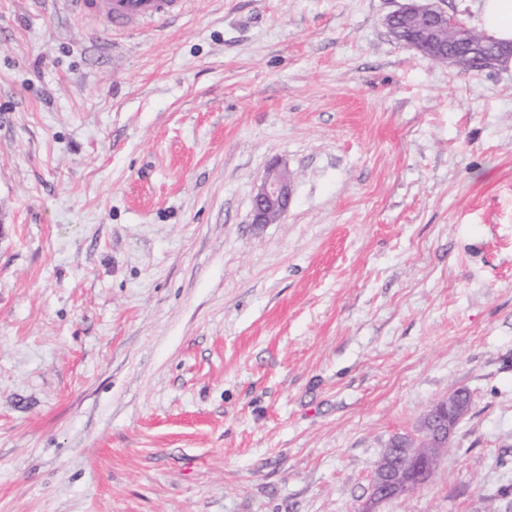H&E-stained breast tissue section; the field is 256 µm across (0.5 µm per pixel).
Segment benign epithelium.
Masks as SVG:
<instances>
[{
	"label": "benign epithelium",
	"instance_id": "7a95c632",
	"mask_svg": "<svg viewBox=\"0 0 512 512\" xmlns=\"http://www.w3.org/2000/svg\"><path fill=\"white\" fill-rule=\"evenodd\" d=\"M396 19L412 26L414 37L409 47L426 57L460 66L463 57L459 49L465 48L472 53L470 63L477 70L498 61L496 57L478 54V44L487 40L485 35L469 29L458 17L440 8L412 0L388 17L387 26H392ZM292 191L293 179L288 169L279 163L271 164L253 195L251 223L272 224L282 219L288 212ZM470 407L469 394L456 389L429 406L423 427L417 432L392 438L386 454L375 465L370 494L361 512H376L381 503L400 496L412 484L413 470L428 474L430 463L439 457L431 449L450 447L456 427Z\"/></svg>",
	"mask_w": 512,
	"mask_h": 512
}]
</instances>
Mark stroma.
<instances>
[{
    "label": "stroma",
    "instance_id": "35a3bbf8",
    "mask_svg": "<svg viewBox=\"0 0 512 512\" xmlns=\"http://www.w3.org/2000/svg\"><path fill=\"white\" fill-rule=\"evenodd\" d=\"M408 0H188L100 37L0 0V512H512V66ZM294 176L250 222L268 166ZM411 1L413 3L407 4L388 17L387 26L390 32L397 34L392 27L394 20L401 19L411 25L415 35L408 47L422 55L443 60L450 66H462L463 57L458 48H465L468 53L474 54L469 61L475 70L480 71L502 57H512V0H482L480 5L478 23L481 30L496 40L498 45H501L500 42H511L509 46L501 47V55L498 57H492L497 54V49L492 43L487 42L482 47L474 46L476 43L487 41L488 37L469 29L455 15H450L430 4ZM480 48L489 56L479 55ZM293 179L288 169L279 163L271 164L252 198L251 224H272L288 212L292 199ZM470 407L469 394L456 389L429 406L422 419L424 426L416 433L392 438L386 454L375 465L369 497L359 511L376 512L381 503L399 497L401 491L412 484L414 469L427 475L431 471L430 463L438 460L442 452L432 453L429 448H449L458 423ZM404 452L413 469L395 461V456Z\"/></svg>",
    "mask_w": 512,
    "mask_h": 512
}]
</instances>
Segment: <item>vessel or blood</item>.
<instances>
[{
  "mask_svg": "<svg viewBox=\"0 0 512 512\" xmlns=\"http://www.w3.org/2000/svg\"><path fill=\"white\" fill-rule=\"evenodd\" d=\"M68 10L99 24L103 36L182 14L187 0H64Z\"/></svg>",
  "mask_w": 512,
  "mask_h": 512,
  "instance_id": "vessel-or-blood-1",
  "label": "vessel or blood"
}]
</instances>
